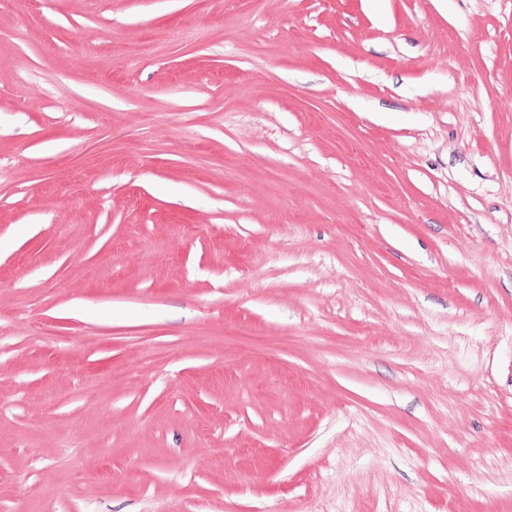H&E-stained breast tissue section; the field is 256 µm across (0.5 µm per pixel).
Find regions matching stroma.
I'll list each match as a JSON object with an SVG mask.
<instances>
[{
	"instance_id": "stroma-1",
	"label": "stroma",
	"mask_w": 512,
	"mask_h": 512,
	"mask_svg": "<svg viewBox=\"0 0 512 512\" xmlns=\"http://www.w3.org/2000/svg\"><path fill=\"white\" fill-rule=\"evenodd\" d=\"M0 512H512V0H0Z\"/></svg>"
}]
</instances>
